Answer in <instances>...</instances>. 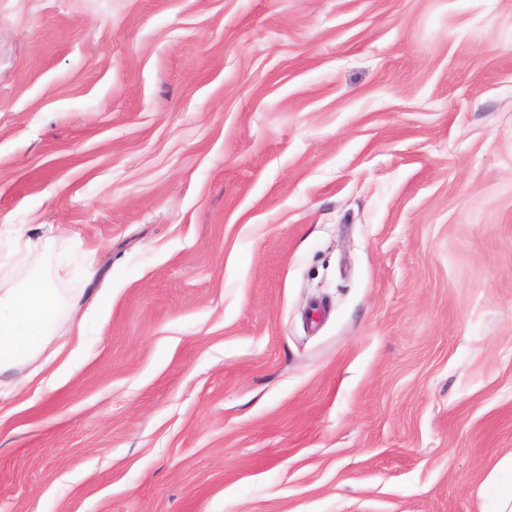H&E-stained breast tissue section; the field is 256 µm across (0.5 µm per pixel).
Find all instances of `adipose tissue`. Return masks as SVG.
<instances>
[{"mask_svg": "<svg viewBox=\"0 0 512 512\" xmlns=\"http://www.w3.org/2000/svg\"><path fill=\"white\" fill-rule=\"evenodd\" d=\"M77 316L76 305L45 276H34L19 288L0 287V374L47 351L59 356L64 345L56 325Z\"/></svg>", "mask_w": 512, "mask_h": 512, "instance_id": "1", "label": "adipose tissue"}]
</instances>
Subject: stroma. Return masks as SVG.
Listing matches in <instances>:
<instances>
[{
  "label": "stroma",
  "instance_id": "obj_1",
  "mask_svg": "<svg viewBox=\"0 0 512 512\" xmlns=\"http://www.w3.org/2000/svg\"><path fill=\"white\" fill-rule=\"evenodd\" d=\"M59 263L0 512H493L512 0H0V285Z\"/></svg>",
  "mask_w": 512,
  "mask_h": 512
}]
</instances>
